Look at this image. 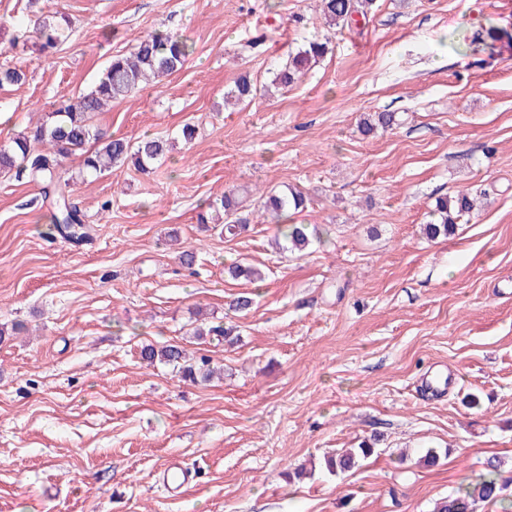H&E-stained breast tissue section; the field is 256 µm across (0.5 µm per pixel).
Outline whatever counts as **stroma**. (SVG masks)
I'll return each mask as SVG.
<instances>
[{"instance_id": "stroma-1", "label": "stroma", "mask_w": 512, "mask_h": 512, "mask_svg": "<svg viewBox=\"0 0 512 512\" xmlns=\"http://www.w3.org/2000/svg\"><path fill=\"white\" fill-rule=\"evenodd\" d=\"M68 14L52 51L28 0H0L16 46L0 65V147L106 61L157 30L186 40L181 70L94 113L95 127L176 147L151 174L125 164L71 197L89 227L75 244L39 183L0 174V512H433L499 462L512 503V0H377L332 29L316 0H41ZM329 52L288 87L247 105L308 39ZM395 113L387 130L359 122ZM196 128L184 142L185 124ZM315 227L302 254L277 249L262 209L285 186ZM476 191L454 235L422 233L437 198ZM234 194L247 231L198 224ZM196 254L185 267L180 249ZM260 267V284L225 265ZM252 297L249 310L232 301ZM234 343L197 337L198 316ZM208 356L207 383L147 365L142 345ZM451 372L424 393L432 368ZM369 444L336 475L324 455ZM438 456L424 465L427 450ZM189 481L169 490L170 462Z\"/></svg>"}]
</instances>
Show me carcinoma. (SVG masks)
<instances>
[{
    "label": "carcinoma",
    "instance_id": "1",
    "mask_svg": "<svg viewBox=\"0 0 512 512\" xmlns=\"http://www.w3.org/2000/svg\"><path fill=\"white\" fill-rule=\"evenodd\" d=\"M373 0H319V10L326 23L346 27L357 22V16H366ZM72 31L71 21L60 12L42 13L33 20V33L42 49H54L65 44ZM327 43L313 39L289 57L288 63L276 73L273 83L283 87L294 82L312 62L324 56ZM192 53L184 40L167 33L154 32L136 40L128 54L112 57L103 69L93 89L76 101H60L48 113V120L20 133L12 145L0 149V171L14 173L16 179H28L42 184L44 197L57 205L53 224L65 238L80 243L88 237L80 211L70 202V179L62 175L63 161L76 152H82V161L77 177L82 180L96 178L114 166H121L129 159L142 173L166 159L174 149L168 138H143L131 145L122 138H113L90 123L91 115L100 111L109 102H118L134 93L150 78L168 77L182 68ZM257 93V87L247 75L239 76L224 98L244 102ZM393 112H377L364 119L362 132L370 134L379 128L395 124ZM305 195L296 188L286 192L271 191L265 196L264 207L279 217L304 208ZM473 201L469 194L459 192L454 196L436 199L432 210L433 220L425 225V233L431 240L448 237L461 218L471 213ZM236 207L235 200L226 195L220 204H208V210L200 212L198 223L222 224V231L236 235L245 225L230 219ZM286 249L302 253L312 242L313 232L305 224H287L281 230ZM141 358L149 364L157 361L173 365L183 377L194 381H206L213 374L207 368L209 360L201 359V366L183 364L185 353L177 345L156 346L146 344L141 349ZM355 464L351 453L336 454L327 459L333 472L346 471ZM498 464L488 462L487 472L462 495L450 496L436 504L435 512H474L478 501H494L499 497L500 487L496 473Z\"/></svg>",
    "mask_w": 512,
    "mask_h": 512
}]
</instances>
